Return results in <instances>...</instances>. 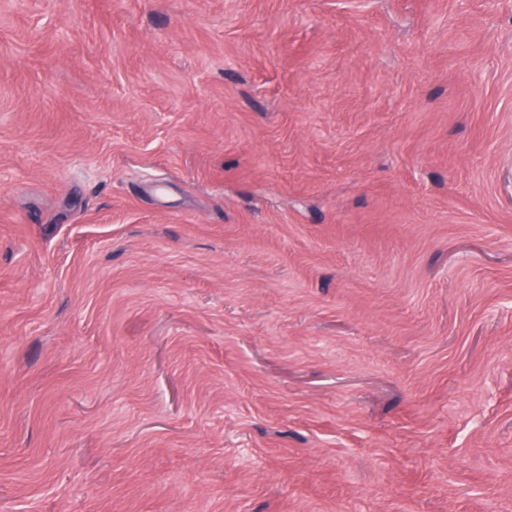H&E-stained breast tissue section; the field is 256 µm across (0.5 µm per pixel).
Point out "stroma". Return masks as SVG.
Wrapping results in <instances>:
<instances>
[{"instance_id":"1","label":"stroma","mask_w":512,"mask_h":512,"mask_svg":"<svg viewBox=\"0 0 512 512\" xmlns=\"http://www.w3.org/2000/svg\"><path fill=\"white\" fill-rule=\"evenodd\" d=\"M0 512H512V0H0Z\"/></svg>"}]
</instances>
